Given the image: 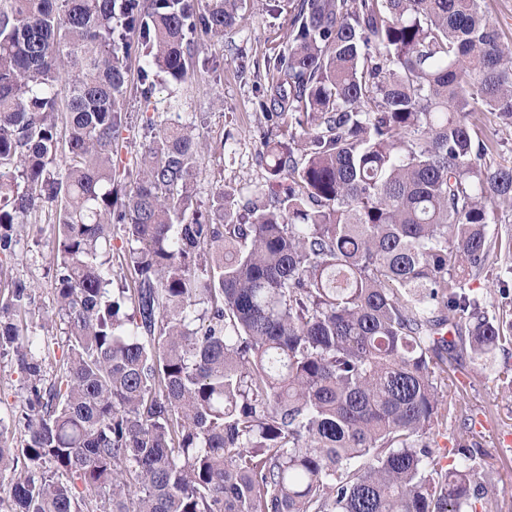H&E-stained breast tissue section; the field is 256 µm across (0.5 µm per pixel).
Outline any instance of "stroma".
Returning <instances> with one entry per match:
<instances>
[{"mask_svg": "<svg viewBox=\"0 0 512 512\" xmlns=\"http://www.w3.org/2000/svg\"><path fill=\"white\" fill-rule=\"evenodd\" d=\"M292 0H245L244 17L225 36L223 43L201 53L195 74L182 84L158 81L156 100L179 97L180 114H165V121L192 123L200 135L202 153L195 180L196 200L208 206L219 189L263 188L267 173L259 161L261 134L266 120L257 102L267 86L263 63L287 46L286 32ZM159 117L139 97L129 99L128 126L122 137L131 143L123 154L131 165L133 153L149 142L150 122ZM55 232L45 220L27 228L13 252H0V273L21 279L35 287L31 316L34 321L50 315L54 300ZM462 371L469 378L467 388L458 392L471 411H489L492 429L472 434L483 452L484 467L499 476L501 494L490 512H512V446L499 445V430L512 429V393L496 390L492 369L480 370L466 363Z\"/></svg>", "mask_w": 512, "mask_h": 512, "instance_id": "35a3bbf8", "label": "stroma"}]
</instances>
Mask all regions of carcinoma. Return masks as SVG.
<instances>
[{
    "instance_id": "1",
    "label": "carcinoma",
    "mask_w": 512,
    "mask_h": 512,
    "mask_svg": "<svg viewBox=\"0 0 512 512\" xmlns=\"http://www.w3.org/2000/svg\"><path fill=\"white\" fill-rule=\"evenodd\" d=\"M242 0H0V251L56 203V317L0 277V512H478L477 443L433 450L454 363L512 351V47L483 0H297L267 59L261 159L285 187L198 206L199 136L122 162L128 62L149 105ZM68 85L65 99L57 85ZM134 287L112 289V225ZM54 359L55 373L44 363ZM493 386L512 391V366ZM24 429L18 445L9 427ZM23 375L13 355L0 359V416L8 420L22 393Z\"/></svg>"
}]
</instances>
